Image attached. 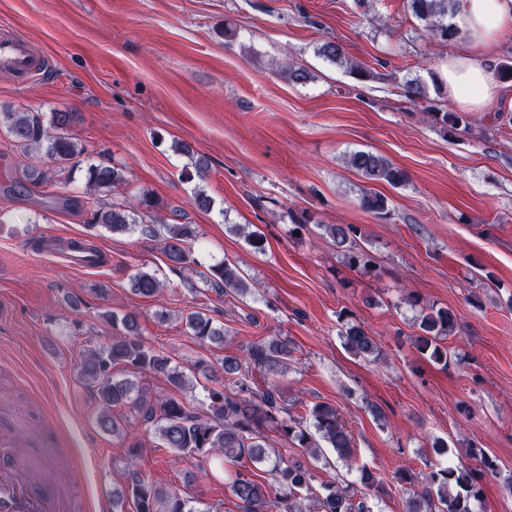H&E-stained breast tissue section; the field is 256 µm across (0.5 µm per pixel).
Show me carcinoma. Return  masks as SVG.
Listing matches in <instances>:
<instances>
[{
  "label": "carcinoma",
  "instance_id": "carcinoma-1",
  "mask_svg": "<svg viewBox=\"0 0 512 512\" xmlns=\"http://www.w3.org/2000/svg\"><path fill=\"white\" fill-rule=\"evenodd\" d=\"M406 7L419 22L418 37L446 40L457 36L458 30L448 24V0H406ZM316 53L331 63H346V69L359 80L372 77V72L360 65L345 61L338 43L325 41ZM285 79L292 84H305L310 73L301 67L286 65L282 68ZM404 94L411 100L429 99L425 83L412 79L405 82ZM435 124L451 132L469 128V117L464 112H434ZM75 113L55 111L49 124H44L37 112H1L0 126L22 148L42 149L59 169L75 165V159L84 148L70 134ZM348 163L352 169L369 181H383L399 186L407 181L406 173L387 158L371 151L350 153ZM86 191L109 196L112 190L128 184L125 169L114 165L91 163L85 172ZM362 208L378 215L389 213L385 196L366 192L360 198ZM91 222L112 233H126L135 229V213L114 203H103L96 198ZM324 231L343 249L349 265L368 269L369 260L362 251L354 250L357 228L352 224H325ZM141 232L160 241L161 252L174 271L186 268L196 260L192 256L191 242L198 233L192 224L143 225ZM208 290L218 296H245L251 290L240 270L229 262L211 265L199 272ZM164 287L156 274L138 271L130 277V290L142 297H153ZM409 302L420 307V333L415 338L417 351L430 361L448 366V348L443 341L457 333L458 319L448 307L420 305V299L408 296ZM112 328L117 334L102 347L87 352L81 360L83 382L96 389L102 412L100 426L114 436L125 432V425L113 413L118 407L130 406L138 421L154 428L160 448L172 451L176 460L195 457L247 460L262 465L270 476L258 481L244 470L229 475V488L241 502L243 512H372L366 492L378 488L379 474L365 464L353 465L355 448L353 437L338 419L336 407L317 402L309 410L310 421L291 415L275 386V377L286 372L291 349L288 342L271 338L251 344L245 359L224 358L221 368L224 382L206 386L205 414L176 397L185 387L183 370L171 365V358L156 349L140 335L134 315L112 313ZM187 335L201 343L224 337V329L214 325L213 319L201 311H190L181 316ZM346 350L355 357L375 361L380 348L374 337L359 324L348 321L341 331ZM265 374L267 380L259 385L243 364ZM132 374L151 372L165 377L169 389L164 397H149L148 389L136 382L119 379L116 368ZM272 429L296 446L318 455L321 442L333 448L337 459L348 468L355 469L356 480L338 479L317 490L313 474L303 462L285 457L269 447L264 435ZM394 480L409 494L407 512H472L470 504L481 498L480 476L465 465H445L423 474L421 488L415 486L414 473L408 467L394 472ZM133 499L136 512H198L194 500L160 486L150 478L134 472L123 490L112 492V512H125L127 499Z\"/></svg>",
  "mask_w": 512,
  "mask_h": 512
}]
</instances>
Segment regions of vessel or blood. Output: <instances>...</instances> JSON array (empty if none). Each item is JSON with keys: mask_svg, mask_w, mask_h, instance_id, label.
<instances>
[{"mask_svg": "<svg viewBox=\"0 0 512 512\" xmlns=\"http://www.w3.org/2000/svg\"><path fill=\"white\" fill-rule=\"evenodd\" d=\"M49 65L44 51L30 40L7 30L0 32V70L12 75L18 84L45 74ZM12 443V438L0 434V512H63L52 489L33 486L23 466L4 455V448Z\"/></svg>", "mask_w": 512, "mask_h": 512, "instance_id": "b4317fda", "label": "vessel or blood"}]
</instances>
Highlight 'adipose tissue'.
I'll use <instances>...</instances> for the list:
<instances>
[{
	"mask_svg": "<svg viewBox=\"0 0 512 512\" xmlns=\"http://www.w3.org/2000/svg\"><path fill=\"white\" fill-rule=\"evenodd\" d=\"M456 21L476 49L450 53L438 81L456 108L481 110L501 96L488 59L502 43L512 42V0H459Z\"/></svg>",
	"mask_w": 512,
	"mask_h": 512,
	"instance_id": "obj_1",
	"label": "adipose tissue"
}]
</instances>
